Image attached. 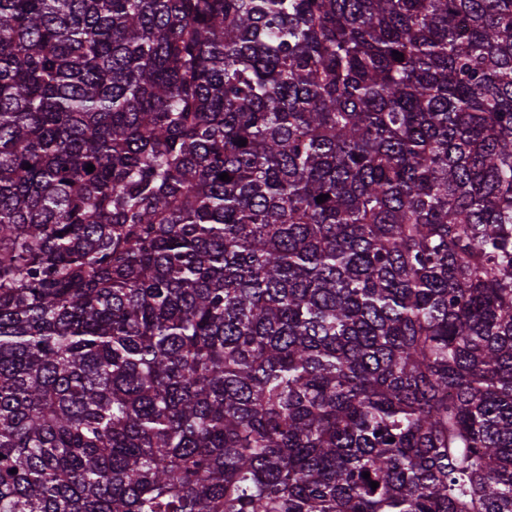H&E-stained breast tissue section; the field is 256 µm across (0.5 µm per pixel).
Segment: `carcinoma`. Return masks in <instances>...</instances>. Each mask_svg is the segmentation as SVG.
Segmentation results:
<instances>
[{
	"label": "carcinoma",
	"instance_id": "carcinoma-1",
	"mask_svg": "<svg viewBox=\"0 0 512 512\" xmlns=\"http://www.w3.org/2000/svg\"><path fill=\"white\" fill-rule=\"evenodd\" d=\"M0 454V512H512V0H0Z\"/></svg>",
	"mask_w": 512,
	"mask_h": 512
}]
</instances>
